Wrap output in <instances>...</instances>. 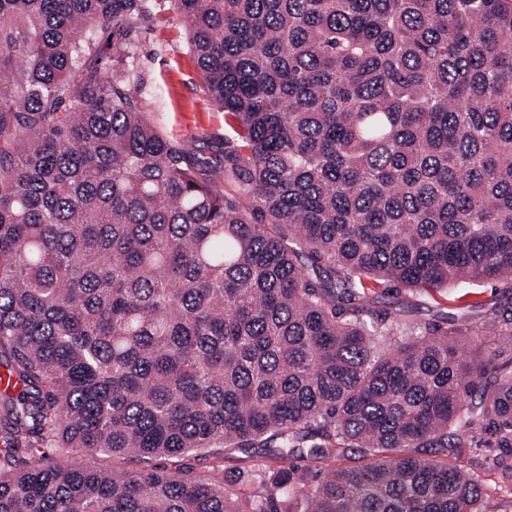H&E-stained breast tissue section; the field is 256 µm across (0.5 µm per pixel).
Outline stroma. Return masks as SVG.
Listing matches in <instances>:
<instances>
[{
	"instance_id": "1",
	"label": "stroma",
	"mask_w": 512,
	"mask_h": 512,
	"mask_svg": "<svg viewBox=\"0 0 512 512\" xmlns=\"http://www.w3.org/2000/svg\"><path fill=\"white\" fill-rule=\"evenodd\" d=\"M150 102V117L158 130L177 141L191 138L232 137V122L203 90L196 62L186 43L182 22L169 11L149 24L135 55ZM490 284H459L434 294L416 296L418 318H443L464 303L488 301Z\"/></svg>"
}]
</instances>
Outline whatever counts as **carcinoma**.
Masks as SVG:
<instances>
[{
  "label": "carcinoma",
  "mask_w": 512,
  "mask_h": 512,
  "mask_svg": "<svg viewBox=\"0 0 512 512\" xmlns=\"http://www.w3.org/2000/svg\"><path fill=\"white\" fill-rule=\"evenodd\" d=\"M156 2L0 0V512H484L444 457L512 452V0H170L217 145L148 118ZM205 448L282 465H154ZM494 288L491 284H459L434 294H421L412 298L418 304L416 316L421 320H441L447 312H455L460 304L489 301Z\"/></svg>",
  "instance_id": "cac0c4a2"
}]
</instances>
